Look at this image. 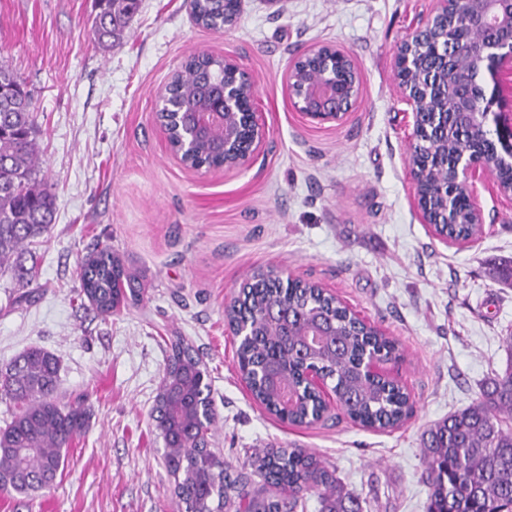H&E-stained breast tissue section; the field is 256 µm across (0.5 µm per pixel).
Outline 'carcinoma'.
<instances>
[{
	"mask_svg": "<svg viewBox=\"0 0 512 512\" xmlns=\"http://www.w3.org/2000/svg\"><path fill=\"white\" fill-rule=\"evenodd\" d=\"M94 32L106 47L123 37L139 0H97ZM225 0H195L194 19L209 29L224 27ZM422 64L436 63V43L423 39L415 48ZM224 60L203 54L190 56L169 93L184 109L206 99L202 88L214 91L224 83ZM159 113L172 150L180 151L183 129ZM31 102L19 79L0 65V270L35 279L25 266L32 240L48 232L54 199L38 179V153ZM489 130L463 137L448 136V144L430 141L415 148L414 161L428 152L448 148L452 158L487 140ZM187 160L193 167L224 166V152L210 138L195 143ZM455 223L448 236L469 237L478 231L468 223L463 196L446 201ZM491 280L512 286V260L488 268ZM253 284L240 289L225 309L232 328L248 326L239 340L237 364L249 381L253 397L277 418L293 425L310 424L324 410L319 394L304 383L314 368L332 383L336 402L349 418L368 429L396 428L412 411L410 395L399 385L367 374L363 361L378 353L400 356L398 343L375 328L356 322L345 307L321 286L308 281H282L273 272H259ZM81 291L95 309L110 315L136 302V277L104 248L89 256L80 271ZM292 314L288 329L271 326L273 307ZM322 319L335 327L338 346L300 354L312 323ZM166 364L151 416L164 445L167 471L174 477L176 512H305L306 501L318 495L322 512H362L357 496L345 491L333 474L304 448H269L248 460L250 471L231 473L229 464L212 448L215 412L207 368L193 346L181 337L166 344ZM503 366L481 386L469 406L435 423L422 449L423 478L429 489L427 512H512V333L503 337ZM59 365L42 349H31L0 367V399L15 406L11 421L0 428V493L19 495L49 489L67 463L69 445L81 436L89 414L80 405L57 399ZM297 390L288 414L279 411L280 383Z\"/></svg>",
	"mask_w": 512,
	"mask_h": 512,
	"instance_id": "cac0c4a2",
	"label": "carcinoma"
}]
</instances>
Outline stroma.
Masks as SVG:
<instances>
[{
	"instance_id": "stroma-1",
	"label": "stroma",
	"mask_w": 512,
	"mask_h": 512,
	"mask_svg": "<svg viewBox=\"0 0 512 512\" xmlns=\"http://www.w3.org/2000/svg\"><path fill=\"white\" fill-rule=\"evenodd\" d=\"M432 7L242 0L235 25L214 30L194 22L189 0H141L106 48L93 33L95 0H0V61L29 95L39 177L56 207L34 247L37 281L0 273V365L32 347L53 353L59 398L91 412L55 484L0 495V512H173L150 416L173 336L208 369L225 462L296 446L363 512H426L423 437L478 398L512 331V287L485 274L512 258V199L480 186L486 224L464 249L433 238L414 210L394 57ZM321 44L347 52L360 75V97L338 125L306 122L288 96L289 66ZM194 53L235 59L253 77L266 138L243 167L183 165L156 120L160 93ZM105 246L143 291L112 316L79 282L83 261ZM260 270L320 284L397 340L401 358L385 371L414 400L403 426L366 429L336 405L296 426L255 401L224 308Z\"/></svg>"
}]
</instances>
